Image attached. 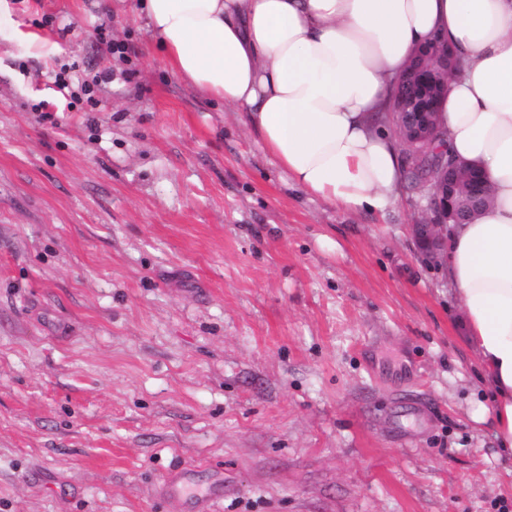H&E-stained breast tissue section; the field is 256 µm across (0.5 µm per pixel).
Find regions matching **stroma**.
I'll use <instances>...</instances> for the list:
<instances>
[{
	"mask_svg": "<svg viewBox=\"0 0 512 512\" xmlns=\"http://www.w3.org/2000/svg\"><path fill=\"white\" fill-rule=\"evenodd\" d=\"M9 4L0 512H177V471L223 476L217 512H512L448 271L409 230L424 195L350 213L294 187L138 0ZM71 63L108 75L96 104L59 93Z\"/></svg>",
	"mask_w": 512,
	"mask_h": 512,
	"instance_id": "35a3bbf8",
	"label": "stroma"
}]
</instances>
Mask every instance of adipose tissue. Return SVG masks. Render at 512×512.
Segmentation results:
<instances>
[{
    "label": "adipose tissue",
    "mask_w": 512,
    "mask_h": 512,
    "mask_svg": "<svg viewBox=\"0 0 512 512\" xmlns=\"http://www.w3.org/2000/svg\"><path fill=\"white\" fill-rule=\"evenodd\" d=\"M158 50L185 84L234 108L289 181L353 213L401 199L403 147L379 129L415 50L462 67L438 106L450 156L473 162L490 200L448 227L445 263L480 368L473 399L512 454V0H141Z\"/></svg>",
    "instance_id": "1"
}]
</instances>
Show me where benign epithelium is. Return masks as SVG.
<instances>
[{
    "label": "benign epithelium",
    "instance_id": "1",
    "mask_svg": "<svg viewBox=\"0 0 512 512\" xmlns=\"http://www.w3.org/2000/svg\"><path fill=\"white\" fill-rule=\"evenodd\" d=\"M452 56L448 50L432 47L416 52L414 62L397 78L394 120L398 136L409 150L407 159L419 161L417 147L431 148L439 163L427 177L429 212L411 225V233L420 254L429 262L443 256L448 225L464 224L475 214L474 200L488 194L483 176L465 167L448 164L436 120V98L448 91V73Z\"/></svg>",
    "mask_w": 512,
    "mask_h": 512
}]
</instances>
